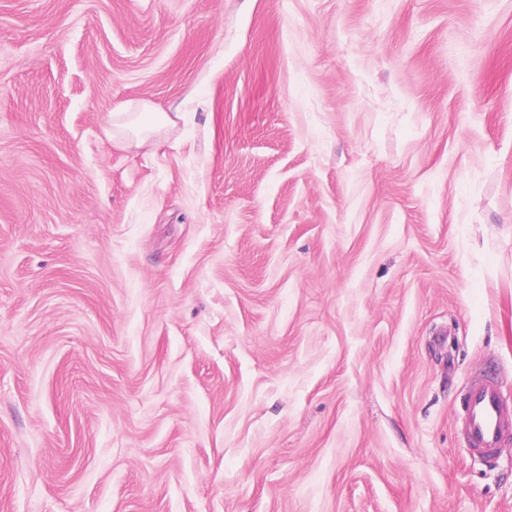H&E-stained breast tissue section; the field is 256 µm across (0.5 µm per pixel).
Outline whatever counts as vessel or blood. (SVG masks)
<instances>
[{
	"label": "vessel or blood",
	"mask_w": 512,
	"mask_h": 512,
	"mask_svg": "<svg viewBox=\"0 0 512 512\" xmlns=\"http://www.w3.org/2000/svg\"><path fill=\"white\" fill-rule=\"evenodd\" d=\"M464 406V432L469 446L482 454L494 453L512 425L501 405L499 384L486 379L473 381L464 396Z\"/></svg>",
	"instance_id": "obj_1"
}]
</instances>
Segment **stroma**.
I'll return each instance as SVG.
<instances>
[{
    "label": "stroma",
    "mask_w": 512,
    "mask_h": 512,
    "mask_svg": "<svg viewBox=\"0 0 512 512\" xmlns=\"http://www.w3.org/2000/svg\"><path fill=\"white\" fill-rule=\"evenodd\" d=\"M485 372L512 0H0V512H512ZM132 107H121L119 112H112V130L105 129L107 137L121 136L136 146L145 144H156V136L161 131L174 128L182 118V112H165L160 108L152 109L149 105H143L144 111L129 112ZM464 432L471 448L493 454L500 448L509 420L501 405L500 385L494 380L477 379L464 396Z\"/></svg>",
    "instance_id": "stroma-1"
}]
</instances>
